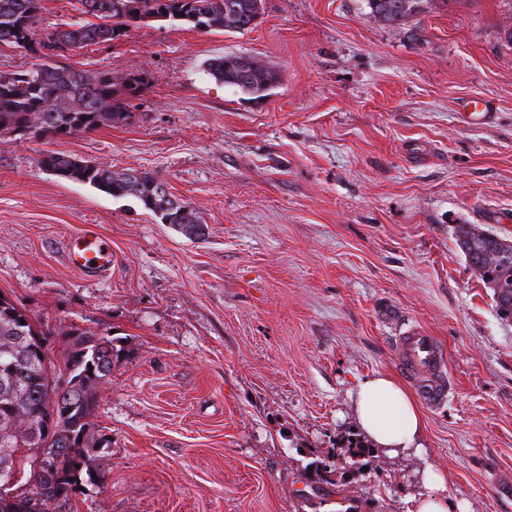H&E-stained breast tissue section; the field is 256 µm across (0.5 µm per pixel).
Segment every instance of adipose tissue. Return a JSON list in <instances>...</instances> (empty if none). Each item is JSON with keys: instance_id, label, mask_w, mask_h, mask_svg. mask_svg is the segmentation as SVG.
Here are the masks:
<instances>
[{"instance_id": "1", "label": "adipose tissue", "mask_w": 512, "mask_h": 512, "mask_svg": "<svg viewBox=\"0 0 512 512\" xmlns=\"http://www.w3.org/2000/svg\"><path fill=\"white\" fill-rule=\"evenodd\" d=\"M355 414L374 444L424 453L422 417L408 392L391 376L377 373L359 383Z\"/></svg>"}]
</instances>
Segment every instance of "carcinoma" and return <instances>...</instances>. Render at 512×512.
<instances>
[{
	"mask_svg": "<svg viewBox=\"0 0 512 512\" xmlns=\"http://www.w3.org/2000/svg\"><path fill=\"white\" fill-rule=\"evenodd\" d=\"M435 0H365L370 13L401 26ZM92 20L76 28L61 27L42 39L34 24L42 0H0V46L23 48L45 59L36 70L0 73V137L17 130L32 138L65 137L95 132L133 118L127 97L138 95L145 83L115 76L110 70L85 71L59 64L54 57L86 46L110 42L137 22L165 21L201 32L244 31L262 12V0H78ZM239 56L216 57L206 65L216 81L262 97L275 82L274 73L257 61L244 70ZM38 166L62 181L93 187L116 198H129L162 224H172L191 240L206 236L191 205L177 199L167 184L150 171L112 170L58 151L39 154ZM457 246L469 266L492 289L499 315L512 318V241L478 227L458 230ZM25 313L6 296L0 298V473H22L20 483L38 487L37 496L9 499L0 493V512H38L49 501L67 502L91 476V453L108 446L96 435L92 418L97 390L112 374L120 349L114 339L91 330L66 333L65 388L51 384L54 367L34 350L32 325L21 323ZM52 456L42 471L31 468L32 455Z\"/></svg>",
	"mask_w": 512,
	"mask_h": 512,
	"instance_id": "obj_1",
	"label": "carcinoma"
}]
</instances>
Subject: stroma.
<instances>
[{
  "mask_svg": "<svg viewBox=\"0 0 512 512\" xmlns=\"http://www.w3.org/2000/svg\"><path fill=\"white\" fill-rule=\"evenodd\" d=\"M262 7L245 32L147 22L77 50L74 68L144 79L132 120L0 138V293L56 368L73 328L123 349L97 391L101 480L50 512H415L429 463L448 512H512V319L456 243L488 212L512 239V0H432L400 27L363 0ZM227 53L277 83L216 82ZM473 96L489 123L461 112ZM47 149L155 173L206 240L47 174ZM86 224L117 256L99 279L65 260ZM405 324L445 347L448 401L421 410L425 458L351 464L356 389L398 376ZM251 58L235 54L212 58L206 65L207 72L224 85L235 87L249 95L262 97L275 82L276 77L271 70L254 58H252L255 63L253 69L244 70L237 66L238 59L239 65L245 66L251 63Z\"/></svg>",
  "mask_w": 512,
  "mask_h": 512,
  "instance_id": "35a3bbf8",
  "label": "stroma"
}]
</instances>
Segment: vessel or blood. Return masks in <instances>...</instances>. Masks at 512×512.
I'll use <instances>...</instances> for the list:
<instances>
[{
  "instance_id": "1",
  "label": "vessel or blood",
  "mask_w": 512,
  "mask_h": 512,
  "mask_svg": "<svg viewBox=\"0 0 512 512\" xmlns=\"http://www.w3.org/2000/svg\"><path fill=\"white\" fill-rule=\"evenodd\" d=\"M68 264L88 277L111 271L115 263L112 244L92 224L84 225L66 243ZM399 366L421 401L430 407L448 400V363L437 338L421 326L409 327L395 339Z\"/></svg>"
}]
</instances>
